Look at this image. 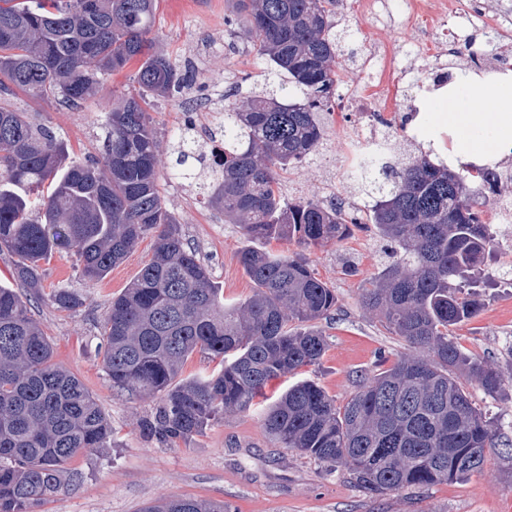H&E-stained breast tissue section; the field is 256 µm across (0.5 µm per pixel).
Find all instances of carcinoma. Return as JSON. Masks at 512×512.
Returning a JSON list of instances; mask_svg holds the SVG:
<instances>
[{
	"label": "carcinoma",
	"instance_id": "1",
	"mask_svg": "<svg viewBox=\"0 0 512 512\" xmlns=\"http://www.w3.org/2000/svg\"><path fill=\"white\" fill-rule=\"evenodd\" d=\"M336 2L231 0L228 22L242 26L269 64V89L225 99L208 136L224 143L213 163L187 116L172 134L170 178L199 189L250 239L314 249L374 225L386 260L361 288L362 302L409 352L362 375L342 406L313 382L288 387L265 410L263 426L279 447L344 469L379 496L464 480L483 470L490 449L512 445L464 386L494 393L501 373L451 334L482 309L481 266L498 244L467 182L492 191L508 184L492 168L453 172L425 156L398 162L383 152L359 176L371 198L361 208L284 197L280 173L323 143L320 113L342 82ZM156 6L0 0V251L13 257L14 279L37 295L39 262L54 253L75 250L82 277L97 283L154 234L153 258L112 298L99 330L112 387L155 399L142 430L175 446L228 413L249 411L269 381L319 363L328 341L318 322L337 298L301 257L245 249L238 261L252 293L227 304L209 266L187 248L160 191V143L146 106L182 93L189 77L154 48ZM130 64L135 92L106 113L99 156L67 157L49 127L9 103L20 91L79 109L104 75ZM47 300L61 311L80 305L67 288L51 289ZM195 353L220 369L181 378ZM111 432L89 389L54 361L28 299L0 287V512H38L63 490L65 465L83 450L108 447ZM142 512L230 510L182 497Z\"/></svg>",
	"mask_w": 512,
	"mask_h": 512
}]
</instances>
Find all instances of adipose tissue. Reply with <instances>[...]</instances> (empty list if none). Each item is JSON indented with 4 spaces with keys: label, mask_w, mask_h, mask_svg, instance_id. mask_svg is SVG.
Instances as JSON below:
<instances>
[{
    "label": "adipose tissue",
    "mask_w": 512,
    "mask_h": 512,
    "mask_svg": "<svg viewBox=\"0 0 512 512\" xmlns=\"http://www.w3.org/2000/svg\"><path fill=\"white\" fill-rule=\"evenodd\" d=\"M439 108L434 116L406 112L402 121L410 134L436 129L424 142L431 161L449 168L496 166L512 154V72L457 71L455 80L434 91Z\"/></svg>",
    "instance_id": "obj_1"
}]
</instances>
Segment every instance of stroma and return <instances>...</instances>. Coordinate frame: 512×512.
Returning <instances> with one entry per match:
<instances>
[{
  "label": "stroma",
  "mask_w": 512,
  "mask_h": 512,
  "mask_svg": "<svg viewBox=\"0 0 512 512\" xmlns=\"http://www.w3.org/2000/svg\"><path fill=\"white\" fill-rule=\"evenodd\" d=\"M342 0L339 8L345 29L339 57L347 71L329 102L324 146L311 160L281 173L288 198L313 196L324 204L349 199L364 201L360 186L347 178L345 137L363 124L351 111L347 95L371 82L366 67L372 49L397 58L396 80L376 85L372 104L393 125L385 134L393 156L402 160L422 153L420 144L395 117L411 109L419 83L430 81L433 71L453 73L459 68L494 71L500 52L492 28H474L464 18L446 23L454 35L450 55L420 50L422 36L412 18L416 0ZM224 0H158L156 48L169 54L193 76L194 86L177 98H157L148 112L160 140V168L172 160L170 136L184 113H193L198 132L213 127V115L225 97L243 98L263 83L264 63L240 39L224 30ZM134 66L104 79L98 94L81 110L54 99H34L17 93L13 106L50 127L70 156L100 154L105 139V113L124 94L133 92ZM206 85L214 101L211 110L197 106V87ZM170 211L181 224L183 237L209 266L227 300L248 297L253 284L238 261L252 240L222 214L205 207L192 187L167 178L160 181ZM501 250L488 260L484 274L493 285L484 289L485 306L475 317L456 326L452 335L460 348L507 375L505 385L487 393L467 385L475 405L494 418L505 438H512V287L497 285L498 270L512 245V223L497 227ZM154 239L145 237L101 282L85 281L75 252L54 254L44 266L45 288H68L82 304L61 311L43 300L31 309L55 349L54 360L74 373L104 410L113 435L107 447L78 453L68 470L76 477L39 512H140L145 505L175 497L221 501L233 512H512V450L490 452L480 473L467 479L427 489L409 488L373 496L358 487L347 472L279 448L262 425V406L234 413L212 424L185 443L164 447L148 438L140 421L153 407L152 400L129 398L113 389L102 364L99 326L113 296L120 293L153 254ZM318 278L335 288L336 309L322 320L328 347L319 364L302 368L288 380L271 381L264 391L277 398L287 384L312 381L344 404L356 391L360 371L372 369L378 356L394 362L407 347L390 335L375 313L361 302L362 283L377 275L382 260L381 241L373 228L353 229L339 243L302 252Z\"/></svg>",
  "instance_id": "stroma-1"
}]
</instances>
